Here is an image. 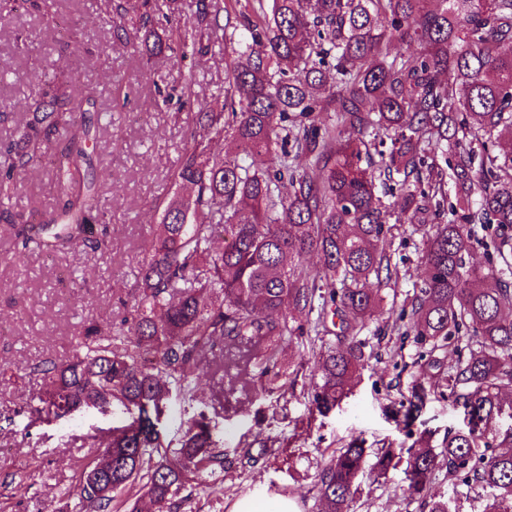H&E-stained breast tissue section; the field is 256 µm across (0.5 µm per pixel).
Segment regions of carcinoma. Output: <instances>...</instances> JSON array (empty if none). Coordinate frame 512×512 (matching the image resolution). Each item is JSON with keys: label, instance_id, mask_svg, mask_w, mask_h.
Wrapping results in <instances>:
<instances>
[{"label": "carcinoma", "instance_id": "carcinoma-1", "mask_svg": "<svg viewBox=\"0 0 512 512\" xmlns=\"http://www.w3.org/2000/svg\"><path fill=\"white\" fill-rule=\"evenodd\" d=\"M200 0L196 23H175L160 0H143L142 26L151 52L203 58V32L221 30L231 47L224 110L205 113L201 132L185 142L175 181L193 195L167 202L158 239L145 250L131 309L118 324L89 320L66 361L33 367L42 385L38 417L51 421L74 409L106 405L128 420L112 426L100 452L73 490L82 512H177L188 475L204 482L221 464L209 418L201 414L176 442L162 418L174 400H191L193 375L217 342L269 341L258 364L272 381L295 379L279 358L280 343L302 329L295 314L316 312L313 331L339 318L343 340L321 349L312 403L330 412L366 361L354 331L372 320L392 280L382 246L391 183L402 187L408 223L425 214L446 187L455 190L460 220L427 233L424 286L411 301L414 339L443 348L461 329L466 351L448 365L446 387L467 424L448 431L440 448L419 438L407 449L409 496L428 512H452L429 493L440 466L493 491L485 512H512V428H493L502 392L512 389V0ZM113 37L132 36L118 21ZM416 42L420 52L388 51ZM32 113L19 145L0 162V218L10 224L16 256L107 246L100 195L88 177L87 141L102 113H74L71 90L40 79L17 103ZM331 112L329 123L316 113ZM74 133L57 144L52 179L58 207L44 224H18L11 201L19 179L61 127ZM394 133L388 150L375 140ZM231 140L235 154L219 161L211 145ZM483 149L479 166L475 147ZM427 183L411 189L410 184ZM496 224L495 265L470 262L477 227ZM100 235L90 239L93 225ZM224 238V248L214 247ZM315 253L322 265L302 266ZM432 356L413 380L399 413L412 422L442 369ZM368 452L354 439L318 474L320 512H350ZM391 448L373 468L396 466Z\"/></svg>", "mask_w": 512, "mask_h": 512}]
</instances>
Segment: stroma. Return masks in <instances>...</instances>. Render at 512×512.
<instances>
[{"label":"stroma","instance_id":"1","mask_svg":"<svg viewBox=\"0 0 512 512\" xmlns=\"http://www.w3.org/2000/svg\"><path fill=\"white\" fill-rule=\"evenodd\" d=\"M27 39L20 51L17 35ZM210 55L200 62L150 57L144 45L122 46L112 37L111 0H55L51 10L0 14V152L14 147L23 117L12 109L41 76L93 89L97 108L111 113L90 143L89 169L99 184L110 226L107 250L33 252L16 258L8 224L0 222V512H79L70 492L96 455L84 444L101 434L112 418L90 410L52 422L34 412L42 393L31 368L40 361L71 355L85 321H120L139 276L145 247L160 232L159 204L179 192L173 180L180 149L199 126L201 113L217 112L223 100L229 50L223 33L205 36ZM194 81H187V74ZM57 206L48 161L24 176L13 198V212L45 216ZM384 247L395 285L385 287L382 315L360 336L371 357L353 392L327 415L311 402L316 378L314 357L300 341L283 343L280 359L296 370L288 392L261 390L241 365L242 355L257 358L266 344L217 345L197 373L196 395L172 401L163 427L179 439L189 423L207 415L221 443L223 465L216 474L223 496L190 483L184 512H228L238 497L263 489L296 499L300 512H318L317 474L336 449L352 439L370 449H406L427 432L441 445L448 431L465 427L462 407L448 395L429 397L411 426L396 417L406 397L415 362L426 354L413 337L400 335L408 310L423 285L424 238L414 225L388 215ZM403 467L362 477L354 512H421L408 498ZM432 491L447 496L454 512H483L489 490L474 482L449 479L439 469Z\"/></svg>","mask_w":512,"mask_h":512}]
</instances>
